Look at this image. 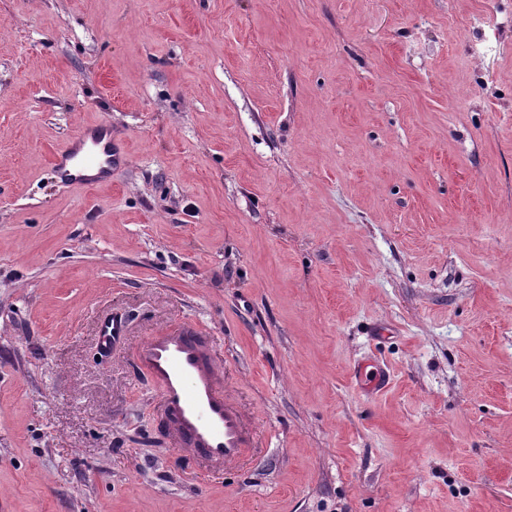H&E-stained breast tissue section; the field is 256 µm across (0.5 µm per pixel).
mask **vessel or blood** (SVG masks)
Masks as SVG:
<instances>
[{"mask_svg":"<svg viewBox=\"0 0 512 512\" xmlns=\"http://www.w3.org/2000/svg\"><path fill=\"white\" fill-rule=\"evenodd\" d=\"M124 161L106 122L83 127L52 156L58 180L78 190L110 182L113 169ZM127 334L124 316L99 317L95 340L100 350H111ZM133 361L158 391L157 413L171 447L191 454L201 469L240 465L256 448V426L237 403L213 340L198 323L183 320L148 336L135 349ZM354 377L373 392L389 382L382 368L369 360L356 366Z\"/></svg>","mask_w":512,"mask_h":512,"instance_id":"obj_1","label":"vessel or blood"}]
</instances>
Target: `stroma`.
Segmentation results:
<instances>
[{"instance_id": "35a3bbf8", "label": "stroma", "mask_w": 512, "mask_h": 512, "mask_svg": "<svg viewBox=\"0 0 512 512\" xmlns=\"http://www.w3.org/2000/svg\"><path fill=\"white\" fill-rule=\"evenodd\" d=\"M100 121L125 164L62 186ZM181 320L256 419L238 468L133 369ZM1 497L512 512V0H0ZM90 140L91 144L86 145ZM125 161L112 140V125L99 122L79 130L73 137L55 149L53 171L64 185L78 190L92 189L112 179V169ZM71 163V166H69ZM96 169L95 175L84 173ZM95 336L98 348L110 351L128 336L127 320L117 313L100 316L96 323ZM354 378L367 390L382 391L389 382V376L374 362L368 360L358 364L354 370Z\"/></svg>"}]
</instances>
